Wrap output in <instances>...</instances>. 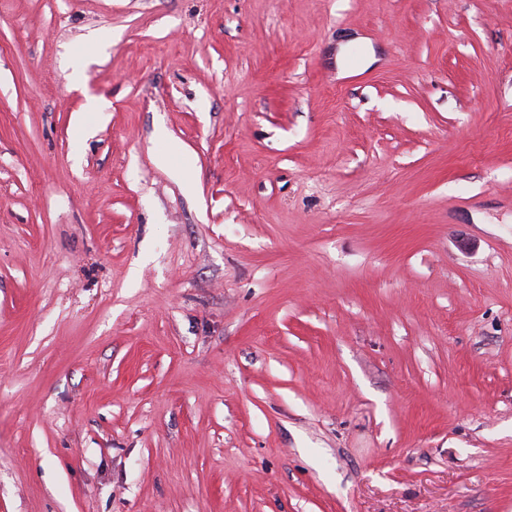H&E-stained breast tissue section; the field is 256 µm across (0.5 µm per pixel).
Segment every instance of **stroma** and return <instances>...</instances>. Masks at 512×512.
I'll use <instances>...</instances> for the list:
<instances>
[{
	"label": "stroma",
	"mask_w": 512,
	"mask_h": 512,
	"mask_svg": "<svg viewBox=\"0 0 512 512\" xmlns=\"http://www.w3.org/2000/svg\"><path fill=\"white\" fill-rule=\"evenodd\" d=\"M0 512H512V0H0Z\"/></svg>",
	"instance_id": "1"
}]
</instances>
